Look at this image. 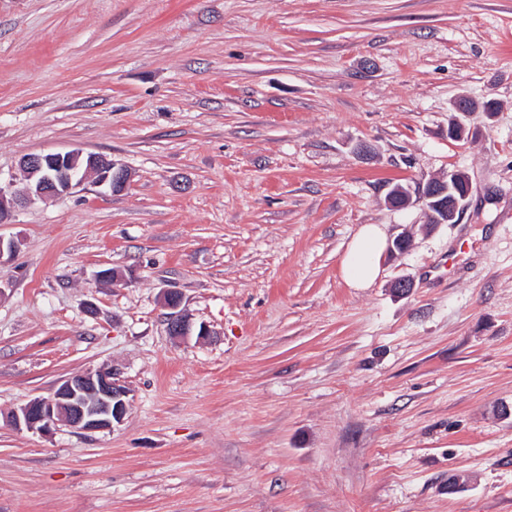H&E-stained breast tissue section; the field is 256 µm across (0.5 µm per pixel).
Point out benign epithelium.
I'll return each mask as SVG.
<instances>
[{
    "instance_id": "obj_1",
    "label": "benign epithelium",
    "mask_w": 512,
    "mask_h": 512,
    "mask_svg": "<svg viewBox=\"0 0 512 512\" xmlns=\"http://www.w3.org/2000/svg\"><path fill=\"white\" fill-rule=\"evenodd\" d=\"M25 174L23 190L11 196L0 189V221L9 215L18 201L32 203L48 197L61 196L81 185L87 176H95L96 183L115 193L129 180L128 171L114 160L99 154H85L79 149L65 153L25 154L19 160ZM469 185L468 176L452 170L448 181L430 180L422 187L420 199L426 214L434 224L455 222L464 207L466 195H458L453 185ZM169 310L167 329L172 336H189L193 332L190 318L181 309L182 295L168 289L163 295ZM127 390L109 369L89 370L60 381L48 397H34L10 415V422L18 429L47 433L59 422L84 431L113 429L122 423L127 413Z\"/></svg>"
}]
</instances>
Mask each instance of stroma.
<instances>
[{"instance_id": "obj_1", "label": "stroma", "mask_w": 512, "mask_h": 512, "mask_svg": "<svg viewBox=\"0 0 512 512\" xmlns=\"http://www.w3.org/2000/svg\"><path fill=\"white\" fill-rule=\"evenodd\" d=\"M77 148L125 189L0 223V512H512V0H0V184ZM98 368L113 429L7 422ZM444 182H447V189H441ZM459 184L464 185H461L459 190L465 193V186L469 185V178L461 171L452 170L448 173V181L430 180L422 187L419 198L424 202L426 214L433 224H451L455 222L459 212L464 207L466 199V194L459 196L451 189V186ZM433 209H436L439 213ZM387 250V234L380 224H364L348 243L341 259L342 277L348 287L369 288L380 276ZM164 306L170 311L167 317V329L172 336H190L193 324L181 309L182 295L180 292L168 289L163 295Z\"/></svg>"}]
</instances>
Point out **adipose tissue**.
Returning a JSON list of instances; mask_svg holds the SVG:
<instances>
[{"label": "adipose tissue", "mask_w": 512, "mask_h": 512, "mask_svg": "<svg viewBox=\"0 0 512 512\" xmlns=\"http://www.w3.org/2000/svg\"><path fill=\"white\" fill-rule=\"evenodd\" d=\"M387 250V234L382 225L365 224L348 243L341 259L342 277L348 287H370L380 276Z\"/></svg>", "instance_id": "adipose-tissue-1"}]
</instances>
